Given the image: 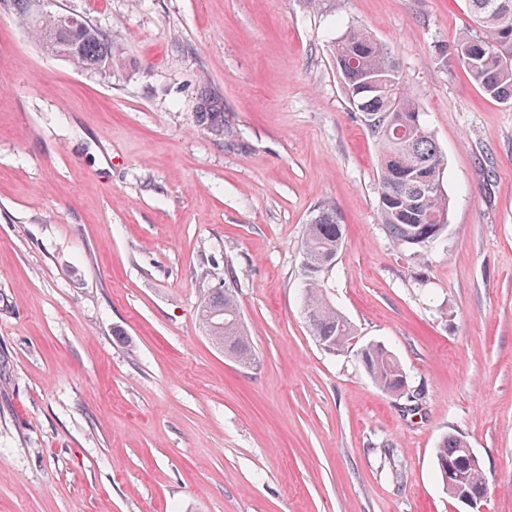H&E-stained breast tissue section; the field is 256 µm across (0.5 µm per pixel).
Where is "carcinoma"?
<instances>
[{
    "label": "carcinoma",
    "mask_w": 512,
    "mask_h": 512,
    "mask_svg": "<svg viewBox=\"0 0 512 512\" xmlns=\"http://www.w3.org/2000/svg\"><path fill=\"white\" fill-rule=\"evenodd\" d=\"M467 2L473 28L440 46L439 54L454 59L484 96L512 105V0ZM13 5L45 52L86 72L112 74V64L119 60L121 49L91 21L85 19L77 29L60 31L57 15H30L31 0H13ZM333 55L345 95L360 112L378 147L381 224L398 246L433 247L448 227L451 199L443 182L445 158L405 84L396 57L366 28L354 24L345 26L336 38ZM374 78L383 79L386 88H372ZM196 119L214 140L243 149L244 143L224 122V98L214 89L201 94ZM343 236L336 210L324 205L306 224L303 243V254L311 261L303 267L302 292L309 330L320 346L337 352L350 347L353 328L324 297L321 276L334 263ZM199 318L212 342L231 346L244 361L255 358L233 283L226 282L204 297ZM357 357L379 388L396 396L414 395L402 366L387 348L369 343L358 349ZM466 448L461 435L450 433L439 442L435 458L438 464L452 463L457 486L475 496L486 490V474L471 466Z\"/></svg>",
    "instance_id": "obj_1"
}]
</instances>
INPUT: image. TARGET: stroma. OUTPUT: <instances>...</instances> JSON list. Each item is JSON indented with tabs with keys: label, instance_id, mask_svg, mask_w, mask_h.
<instances>
[{
	"label": "stroma",
	"instance_id": "1",
	"mask_svg": "<svg viewBox=\"0 0 512 512\" xmlns=\"http://www.w3.org/2000/svg\"><path fill=\"white\" fill-rule=\"evenodd\" d=\"M110 32L105 79L0 0V512H467L436 473L461 434L486 512H512V106L437 48L466 0H33ZM367 27L446 160L448 231L413 253L378 211V150L333 45ZM246 143L195 120L203 86ZM345 226L322 276L351 323L301 312L305 226ZM233 272L256 364L198 308ZM384 343L411 402L354 349Z\"/></svg>",
	"mask_w": 512,
	"mask_h": 512
}]
</instances>
